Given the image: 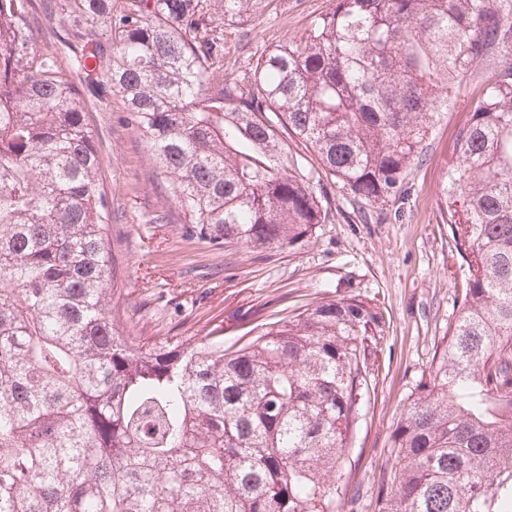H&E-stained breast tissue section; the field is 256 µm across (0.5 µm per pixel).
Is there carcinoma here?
<instances>
[{
    "label": "carcinoma",
    "mask_w": 512,
    "mask_h": 512,
    "mask_svg": "<svg viewBox=\"0 0 512 512\" xmlns=\"http://www.w3.org/2000/svg\"><path fill=\"white\" fill-rule=\"evenodd\" d=\"M252 0H65L186 233L257 252L404 194L449 92L487 73L443 194L460 313L389 438L371 512H512V0H331L213 83ZM33 0H0V512H336L386 321L355 296L235 349L136 346L108 312L112 215L80 93ZM110 28L112 49L94 26ZM313 152L319 171L290 154Z\"/></svg>",
    "instance_id": "obj_1"
}]
</instances>
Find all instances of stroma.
<instances>
[{
  "label": "stroma",
  "instance_id": "35a3bbf8",
  "mask_svg": "<svg viewBox=\"0 0 512 512\" xmlns=\"http://www.w3.org/2000/svg\"><path fill=\"white\" fill-rule=\"evenodd\" d=\"M330 0H253L224 25V67L212 81L237 78L251 54L299 38ZM37 43L51 42L83 99L112 210L107 242L114 266L112 316L136 345L220 336L240 346L264 323L320 301L359 296L383 313L386 330L375 379L347 450L338 512H368L380 473L391 466L389 435L417 384L435 367L459 313L465 269L446 221L442 186L455 140L479 80L455 88L427 139L403 197L358 212L326 184L330 218L291 249L254 252L184 235L181 209L163 190L138 128L119 97L78 69L62 0H35Z\"/></svg>",
  "mask_w": 512,
  "mask_h": 512
}]
</instances>
